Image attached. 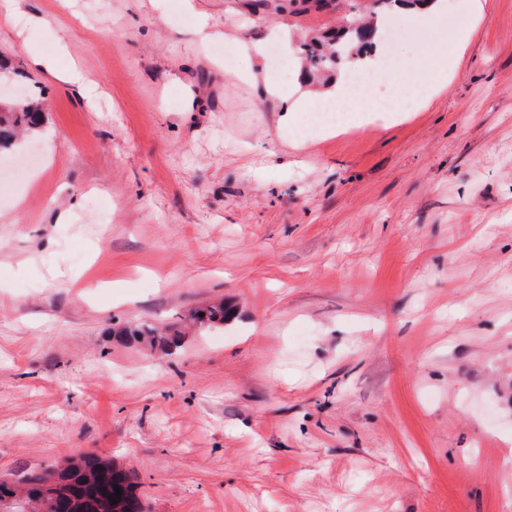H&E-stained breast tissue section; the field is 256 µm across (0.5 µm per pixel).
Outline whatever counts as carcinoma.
<instances>
[{
    "instance_id": "1",
    "label": "carcinoma",
    "mask_w": 512,
    "mask_h": 512,
    "mask_svg": "<svg viewBox=\"0 0 512 512\" xmlns=\"http://www.w3.org/2000/svg\"><path fill=\"white\" fill-rule=\"evenodd\" d=\"M433 2L373 0V8L391 13L401 6L421 8ZM376 36L370 23L353 14L346 23L304 40L300 48L310 74H329L343 67L354 52L372 49ZM45 119L43 103L30 93L13 104L0 100V148L10 146L20 131L39 130ZM229 318L230 309L222 301L191 314V320L201 327L222 325ZM108 335L143 341L162 350L181 342L177 332L161 333L146 322L111 330ZM116 486L121 489L119 498ZM0 512H146V505L124 470L97 454L80 453L54 469L27 470L16 484L0 479Z\"/></svg>"
}]
</instances>
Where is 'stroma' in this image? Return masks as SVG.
Returning <instances> with one entry per match:
<instances>
[{
	"label": "stroma",
	"mask_w": 512,
	"mask_h": 512,
	"mask_svg": "<svg viewBox=\"0 0 512 512\" xmlns=\"http://www.w3.org/2000/svg\"><path fill=\"white\" fill-rule=\"evenodd\" d=\"M26 10L0 55L47 115L0 153V477L92 452L148 512H512V0L403 12L378 93L427 84L459 14L446 90L298 148L277 74L337 18L311 0ZM144 321L180 347L108 334ZM28 60L34 70L44 72L58 82L78 87L84 83V77L81 71L76 67L62 71L57 70L49 57L38 52H31L28 56ZM203 313V316H200ZM230 309L224 305V301L195 310L191 314V320L200 327H213L223 325L230 318Z\"/></svg>",
	"instance_id": "35a3bbf8"
}]
</instances>
